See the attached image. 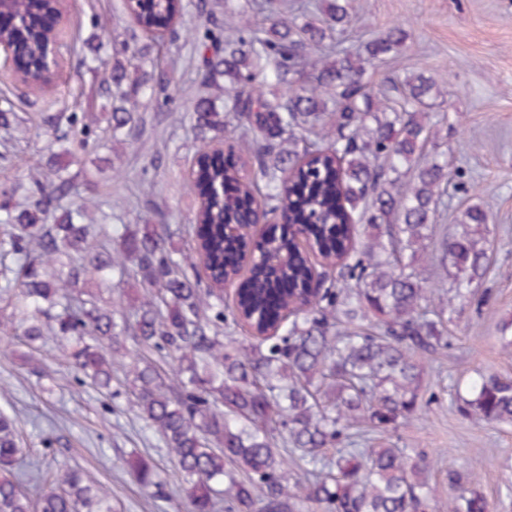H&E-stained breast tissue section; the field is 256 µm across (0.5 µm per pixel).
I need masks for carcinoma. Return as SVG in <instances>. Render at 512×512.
Segmentation results:
<instances>
[{
    "label": "carcinoma",
    "mask_w": 512,
    "mask_h": 512,
    "mask_svg": "<svg viewBox=\"0 0 512 512\" xmlns=\"http://www.w3.org/2000/svg\"><path fill=\"white\" fill-rule=\"evenodd\" d=\"M44 0H5L25 32L17 43L35 75L45 59L40 31L28 20ZM146 29L167 25L176 0H137ZM261 23L204 53L203 80L224 73V126L251 138L252 177L224 163L200 166L193 185L206 203L199 241L212 275L237 266L244 235L256 219L253 188H264V215L286 219L276 246L261 251L238 297L224 312L218 289L180 267L155 224L123 239L121 254L148 298L134 312L132 337L142 351L176 362L186 375L165 381L142 356L126 372L130 401L159 432L183 478L192 512H431L435 489L420 479L422 465L408 448H361V429L395 431L417 410L422 356L451 345L448 324L491 270L489 215L480 203L461 213L462 231L441 242L448 298L431 303L417 265L432 245L433 216L459 172L442 156L422 161L434 124L424 111L438 94L423 75L388 77L372 90L367 66L404 46L408 33L389 29L336 60L314 56L322 42L341 37L350 21L349 0H327L318 20L282 17V0H263ZM212 52L207 57L205 53ZM209 101L194 107V129L206 135L219 124ZM115 129L139 138L136 113L111 114ZM67 183L47 190L35 178L22 210L0 206V290L15 291L23 335L47 332L74 341L67 358L80 383L112 393V311L78 282L104 283L103 262L88 242L89 225L42 215L64 196ZM324 256L336 257L313 289L315 270L298 236ZM290 314L279 334L246 344L219 336V324L254 329ZM459 411L489 424H512V376L476 372ZM281 436L306 465L304 480L290 482L288 461L273 448ZM128 473L156 497L166 496L147 461H127ZM448 512H489L475 480L448 472ZM0 512H112L105 494L77 469L44 472L19 446L13 417L0 410Z\"/></svg>",
    "instance_id": "carcinoma-1"
}]
</instances>
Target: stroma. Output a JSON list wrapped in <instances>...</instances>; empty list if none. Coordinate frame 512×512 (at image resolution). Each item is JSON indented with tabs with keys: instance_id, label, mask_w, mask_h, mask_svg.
Listing matches in <instances>:
<instances>
[{
	"instance_id": "stroma-1",
	"label": "stroma",
	"mask_w": 512,
	"mask_h": 512,
	"mask_svg": "<svg viewBox=\"0 0 512 512\" xmlns=\"http://www.w3.org/2000/svg\"><path fill=\"white\" fill-rule=\"evenodd\" d=\"M221 24L208 28L195 8L163 38L148 40L126 15L122 0H66L64 37L68 48L53 90L23 97L9 75H0V109L21 120L0 130V188L16 186L0 204L24 203V188L45 174L57 120L101 132L110 100L100 84L111 80L113 44L151 43L152 55L173 78L171 98H140L137 145L124 135L102 139L85 151L70 147L61 162L72 177L70 193L57 209L89 203L93 240L118 252L124 233L149 222L167 228L182 267L198 262L194 218L198 198L189 189V168L200 151L223 145L236 162L249 151L236 133L208 131L198 138L190 121L200 95L203 62L191 38L220 40L259 22L252 0H209ZM352 21L343 36L356 48L394 25L409 38L401 51L368 66L378 86L388 76L424 73L440 84L429 113L437 118L427 153L445 154L463 174L464 188L452 189L435 215L437 237L459 232L458 218L469 204L482 203L492 215L489 236L492 271L477 299L465 304L450 327L452 346L425 358V382L416 416L397 432H367L366 445L396 443L425 458L426 474L440 504L448 502V473H476L492 512H512V425L493 426L463 416L454 402L457 384L474 369L512 375V357L498 344V325L512 317V0H352ZM117 323L129 319L142 298L132 276L113 275L99 291ZM13 308L0 293V410L17 413L22 447L52 466L78 468L107 491L112 512H191L182 478L162 437L148 429L126 396L109 397L79 384L64 351L47 337L36 356L43 374L30 373L23 346L12 327ZM148 457L166 488L151 497L127 473L130 453Z\"/></svg>"
}]
</instances>
